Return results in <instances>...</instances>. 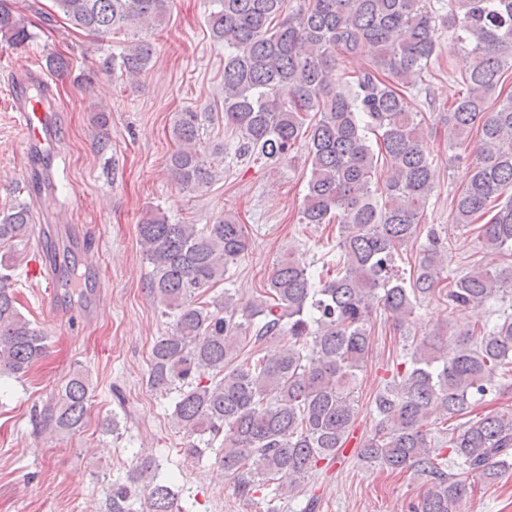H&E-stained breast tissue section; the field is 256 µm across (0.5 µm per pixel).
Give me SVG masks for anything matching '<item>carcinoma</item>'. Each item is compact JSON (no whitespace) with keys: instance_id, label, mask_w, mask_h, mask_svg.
<instances>
[{"instance_id":"1","label":"carcinoma","mask_w":512,"mask_h":512,"mask_svg":"<svg viewBox=\"0 0 512 512\" xmlns=\"http://www.w3.org/2000/svg\"><path fill=\"white\" fill-rule=\"evenodd\" d=\"M173 0H56L65 20L99 38L151 27ZM211 0L208 24L224 46V125L239 134L243 160L271 165L307 140L311 169L302 224L336 223V255L310 271L295 253L279 257L247 301L237 289L205 300L251 246L245 225L227 212L211 224H172L148 213L139 243L151 266L148 295L172 318L151 350L148 384L178 393L173 426L217 444L238 490L267 491L276 502L303 492L341 456L354 433L356 390L371 351L369 319L380 307L399 328L417 303L443 296L451 309L497 302L492 328L412 337L404 370L376 394L374 424L355 448L367 468L413 470L426 489L409 512H461L472 483L512 469V413L469 417L512 367V94L499 90L512 69V0ZM463 52L466 93L448 107L457 149L475 144L468 178L451 200L452 223L476 225L498 267L474 264L448 274L447 246L427 230L413 277L398 260L416 237L434 190L431 133L414 111L423 74L438 57V24ZM0 38L20 47L29 32L0 0ZM375 48L367 67L341 81L339 61ZM155 47L137 40L110 66L134 79ZM288 91V99L282 92ZM167 168L182 188L210 185L224 146L200 147L199 113H178ZM383 172L382 192L372 189ZM30 204L0 209V374L23 376L45 353L44 336L20 313L11 271L33 233ZM455 339L453 352L445 345ZM288 338L273 354L262 345ZM208 379L209 384L202 383ZM89 382L73 374L36 415L49 433L84 425ZM454 423L445 436L434 415ZM451 448L453 460L441 449ZM132 481L148 490L149 512H181L178 495L144 462ZM128 487L112 486L109 512H132Z\"/></svg>"}]
</instances>
